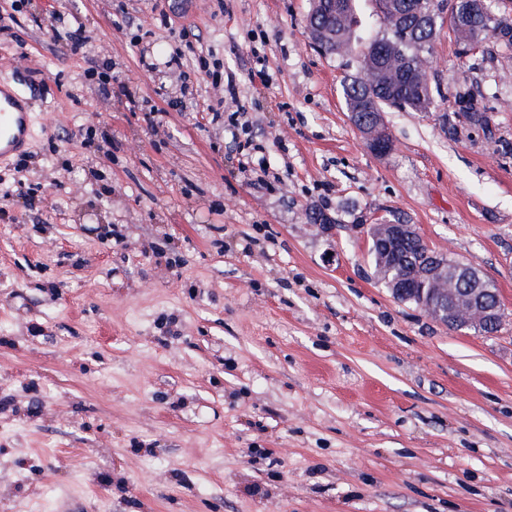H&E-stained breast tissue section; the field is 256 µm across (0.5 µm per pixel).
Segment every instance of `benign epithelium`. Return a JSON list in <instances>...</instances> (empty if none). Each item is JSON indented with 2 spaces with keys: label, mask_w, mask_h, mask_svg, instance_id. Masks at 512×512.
Listing matches in <instances>:
<instances>
[{
  "label": "benign epithelium",
  "mask_w": 512,
  "mask_h": 512,
  "mask_svg": "<svg viewBox=\"0 0 512 512\" xmlns=\"http://www.w3.org/2000/svg\"><path fill=\"white\" fill-rule=\"evenodd\" d=\"M358 131L372 151L383 154L391 150L393 141L383 116H372L371 124ZM371 228L379 229V245L387 254L410 241L417 244L409 260L419 274L412 280L388 284L394 295L412 290L420 309L460 331L479 333L503 320L500 301L489 300L498 297L497 290L482 272L432 249L411 224H373Z\"/></svg>",
  "instance_id": "1"
}]
</instances>
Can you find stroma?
I'll return each mask as SVG.
<instances>
[{"label": "stroma", "instance_id": "obj_1", "mask_svg": "<svg viewBox=\"0 0 512 512\" xmlns=\"http://www.w3.org/2000/svg\"><path fill=\"white\" fill-rule=\"evenodd\" d=\"M309 8L0 0V79L33 100L0 161V512H512V49L440 32L434 108L387 112L378 155ZM106 62L137 108L88 79ZM458 90L491 134L448 136ZM397 217L495 283L497 333L384 287L368 231Z\"/></svg>", "mask_w": 512, "mask_h": 512}]
</instances>
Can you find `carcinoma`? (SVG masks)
Returning a JSON list of instances; mask_svg holds the SVG:
<instances>
[{"label":"carcinoma","instance_id":"carcinoma-1","mask_svg":"<svg viewBox=\"0 0 512 512\" xmlns=\"http://www.w3.org/2000/svg\"><path fill=\"white\" fill-rule=\"evenodd\" d=\"M358 0H312L308 24L313 37L326 45L330 55L360 57L364 50L377 48V67L386 80L372 85L360 72L343 81L346 109L367 119L389 108L429 112L434 106L432 87H420V68L434 49L443 26H448L466 55L479 41L512 48V17L496 14L492 0H374L375 15L384 27L382 34L359 36ZM498 31L489 36L488 28ZM467 99L464 110L469 125L485 132L490 117L480 100L470 92H456Z\"/></svg>","mask_w":512,"mask_h":512}]
</instances>
